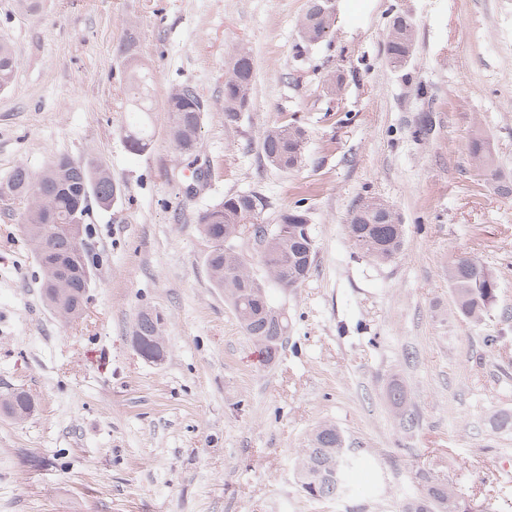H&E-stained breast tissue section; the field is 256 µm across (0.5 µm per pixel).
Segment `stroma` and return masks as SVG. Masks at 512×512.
Returning a JSON list of instances; mask_svg holds the SVG:
<instances>
[{"label":"stroma","instance_id":"obj_1","mask_svg":"<svg viewBox=\"0 0 512 512\" xmlns=\"http://www.w3.org/2000/svg\"><path fill=\"white\" fill-rule=\"evenodd\" d=\"M307 0H0V41L17 59L0 91V182L59 155L95 160L121 188L90 204L96 264L83 316L63 322L41 297L24 203L0 204V392L28 391L23 421L0 414V512H399L420 473L452 485L472 512H512V0H333L332 37L296 58ZM416 28L404 69L389 66L395 16ZM134 35L155 75L152 141L135 154L118 47ZM253 55V107L224 124V68ZM342 78L329 94L328 75ZM209 104L200 132L207 181L189 196L188 159L172 146L171 87ZM303 127L291 170L261 153L266 128ZM428 133H419L420 123ZM481 137L501 175H480ZM255 191L275 224L303 201L316 257L310 277L272 288L288 343L266 362L205 267L196 217ZM377 197L404 224L397 259L376 263L344 226ZM468 255L498 278L481 326L454 314L448 262ZM164 317L166 354L135 350L136 316ZM418 416L400 432L391 379ZM328 421L365 463L336 502L304 496L300 448Z\"/></svg>","mask_w":512,"mask_h":512}]
</instances>
